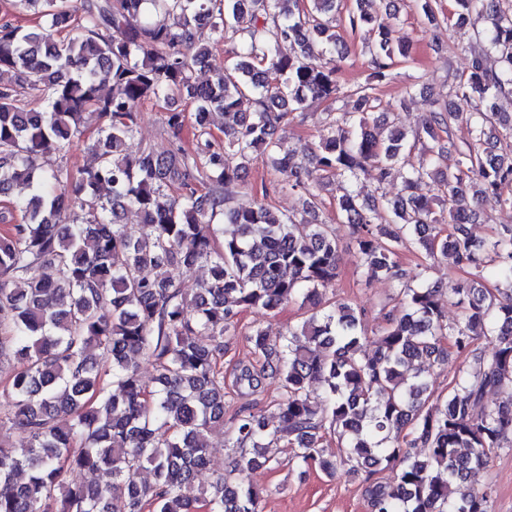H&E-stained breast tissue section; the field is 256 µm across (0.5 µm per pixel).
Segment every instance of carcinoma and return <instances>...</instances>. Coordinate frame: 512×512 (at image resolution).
Instances as JSON below:
<instances>
[{"label": "carcinoma", "instance_id": "carcinoma-1", "mask_svg": "<svg viewBox=\"0 0 512 512\" xmlns=\"http://www.w3.org/2000/svg\"><path fill=\"white\" fill-rule=\"evenodd\" d=\"M369 0H0V359L22 366L3 382L10 409L0 415V512H259L246 483L257 468L289 448L296 462L333 476L346 466L366 473L371 512H491L489 490L467 485L497 448L512 445V225L489 244L464 225L478 203L512 205V115L489 104L481 112L443 106L429 113L415 141L396 127L403 104H385L375 86L410 58L409 37L366 9ZM417 0L428 24L483 19L475 32L499 62L473 60L449 95L483 100L512 93V0ZM31 12L39 23L12 22ZM345 17L370 55L352 110L321 134L316 148L284 152L275 134L308 97L338 100L335 57L348 52L336 33ZM210 25L224 40V70L202 82L211 56L197 30ZM292 47L283 54L280 46ZM111 80L101 91L100 72ZM26 86L45 104L17 99ZM182 101L194 107L175 106ZM162 104L175 146L126 150L137 133V107ZM248 103L251 109L243 110ZM224 117V146L211 131ZM457 121L476 143L460 150L441 133ZM191 127L194 147L181 145ZM500 127V152L482 148ZM95 129L94 166L75 176L44 167L39 155H63ZM431 143L408 170L400 193L369 205L355 189L336 202L353 229L362 265L395 286L404 312L388 318L371 352L364 310L329 298L338 242L327 224L276 212L262 199L236 207L224 187L245 183L260 152L277 176L272 187L300 195L302 214L321 204L322 182L310 164L351 183L371 168L383 185L405 165L415 142ZM31 190L11 198L14 187ZM448 201V224L434 205ZM84 224H70L75 210ZM134 210L140 224L124 223ZM451 257L469 280L448 292L410 286L400 252ZM207 266L210 278L193 296L179 274ZM493 278L506 289L491 291ZM462 309L448 324L443 298ZM300 298L312 313L273 339L255 325L245 335L263 359L262 375L279 380V425L249 407L225 418L224 335L237 316L268 314ZM488 348L476 350L475 341ZM475 353L445 396L426 375L448 350ZM110 360L106 369L101 359ZM154 371L141 376V363ZM322 394L310 397V385ZM501 401L489 405L488 393ZM225 430L233 467L206 490L189 494L210 460L211 435ZM336 439L343 455L322 454ZM149 467L154 478H139ZM388 469L385 482L374 479ZM107 471L106 484L76 483L77 471Z\"/></svg>", "mask_w": 512, "mask_h": 512}]
</instances>
